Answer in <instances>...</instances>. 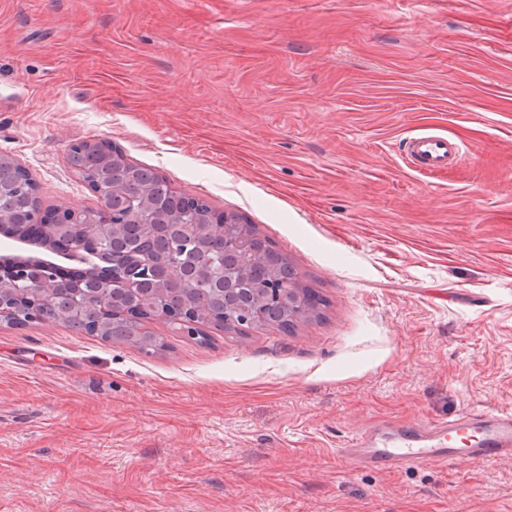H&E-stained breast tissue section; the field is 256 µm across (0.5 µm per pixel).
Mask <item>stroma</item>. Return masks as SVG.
<instances>
[{
    "label": "stroma",
    "instance_id": "35a3bbf8",
    "mask_svg": "<svg viewBox=\"0 0 512 512\" xmlns=\"http://www.w3.org/2000/svg\"><path fill=\"white\" fill-rule=\"evenodd\" d=\"M423 132L463 164L403 160ZM105 141L327 301L154 354L0 323V512H512V458L380 470L377 424L512 407V0H0V154L96 209ZM404 155L409 166L419 173L443 172L456 167L461 147L447 137L422 133L405 142Z\"/></svg>",
    "mask_w": 512,
    "mask_h": 512
}]
</instances>
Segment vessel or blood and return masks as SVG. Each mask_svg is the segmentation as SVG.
Masks as SVG:
<instances>
[{"label": "vessel or blood", "instance_id": "vessel-or-blood-1", "mask_svg": "<svg viewBox=\"0 0 512 512\" xmlns=\"http://www.w3.org/2000/svg\"><path fill=\"white\" fill-rule=\"evenodd\" d=\"M404 155L417 172H443L456 167L461 147L447 137L422 133L406 141ZM342 453L382 469L512 456V409L470 410L451 419L402 426L384 438L368 429L353 437Z\"/></svg>", "mask_w": 512, "mask_h": 512}]
</instances>
